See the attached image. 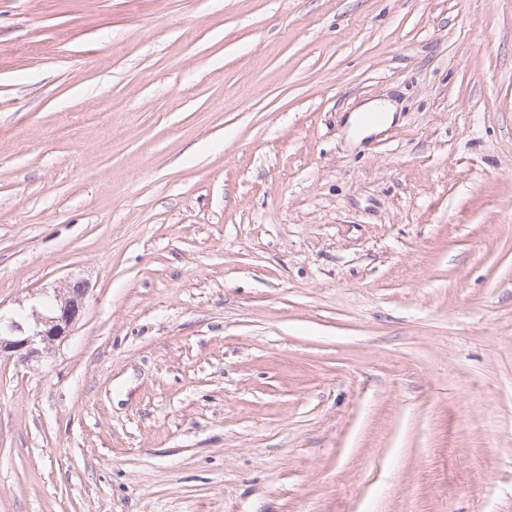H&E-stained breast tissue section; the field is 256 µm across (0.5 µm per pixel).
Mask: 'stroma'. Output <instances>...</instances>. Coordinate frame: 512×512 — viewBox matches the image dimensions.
Returning <instances> with one entry per match:
<instances>
[{
  "mask_svg": "<svg viewBox=\"0 0 512 512\" xmlns=\"http://www.w3.org/2000/svg\"><path fill=\"white\" fill-rule=\"evenodd\" d=\"M73 274L0 512H512V0H0V311ZM395 110V106L387 101H368L354 109L348 115L347 121L356 142L387 129L394 120ZM368 113H374L375 119L369 122L365 121Z\"/></svg>",
  "mask_w": 512,
  "mask_h": 512,
  "instance_id": "stroma-1",
  "label": "stroma"
}]
</instances>
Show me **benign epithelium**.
Wrapping results in <instances>:
<instances>
[{
	"label": "benign epithelium",
	"instance_id": "1",
	"mask_svg": "<svg viewBox=\"0 0 512 512\" xmlns=\"http://www.w3.org/2000/svg\"><path fill=\"white\" fill-rule=\"evenodd\" d=\"M88 291L87 280L71 277L46 296V312L33 305L28 313L0 315V355L26 363L38 356L40 349L63 342L80 320Z\"/></svg>",
	"mask_w": 512,
	"mask_h": 512
}]
</instances>
